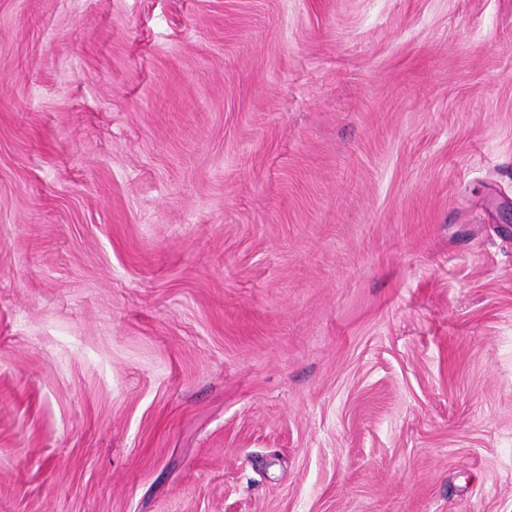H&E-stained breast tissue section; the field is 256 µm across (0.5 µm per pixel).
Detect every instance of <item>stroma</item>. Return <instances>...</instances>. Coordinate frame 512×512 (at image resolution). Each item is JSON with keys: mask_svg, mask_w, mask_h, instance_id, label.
Listing matches in <instances>:
<instances>
[{"mask_svg": "<svg viewBox=\"0 0 512 512\" xmlns=\"http://www.w3.org/2000/svg\"><path fill=\"white\" fill-rule=\"evenodd\" d=\"M512 0H0V512H512Z\"/></svg>", "mask_w": 512, "mask_h": 512, "instance_id": "1", "label": "stroma"}]
</instances>
